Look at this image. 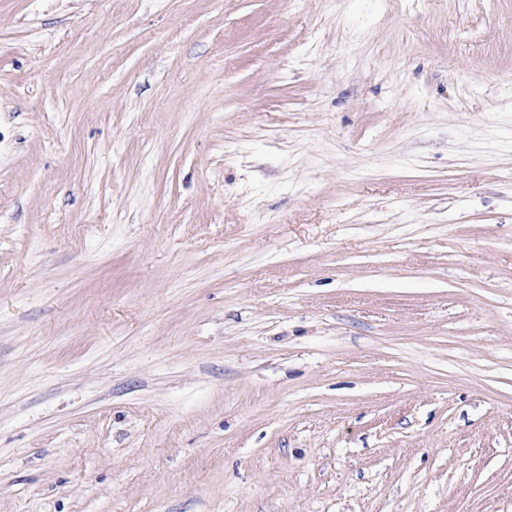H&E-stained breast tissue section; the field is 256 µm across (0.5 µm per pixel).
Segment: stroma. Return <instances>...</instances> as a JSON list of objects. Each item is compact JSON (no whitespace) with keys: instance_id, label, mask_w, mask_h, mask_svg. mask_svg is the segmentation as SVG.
I'll return each mask as SVG.
<instances>
[{"instance_id":"obj_1","label":"stroma","mask_w":512,"mask_h":512,"mask_svg":"<svg viewBox=\"0 0 512 512\" xmlns=\"http://www.w3.org/2000/svg\"><path fill=\"white\" fill-rule=\"evenodd\" d=\"M0 512H512V0H0Z\"/></svg>"}]
</instances>
